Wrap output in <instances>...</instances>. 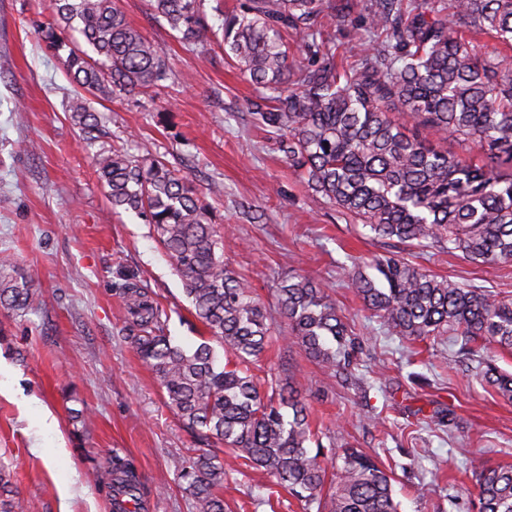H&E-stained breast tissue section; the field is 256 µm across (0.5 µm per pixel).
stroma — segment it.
<instances>
[{
    "instance_id": "35a3bbf8",
    "label": "stroma",
    "mask_w": 512,
    "mask_h": 512,
    "mask_svg": "<svg viewBox=\"0 0 512 512\" xmlns=\"http://www.w3.org/2000/svg\"><path fill=\"white\" fill-rule=\"evenodd\" d=\"M116 4L166 50L170 77L147 95L91 99L102 126L91 139L71 118L74 87L39 28L49 0H0V273L35 289L25 312L0 308V466L17 496L37 512H112L93 473L117 451L141 475L140 512H194L176 466L198 442L124 342L115 290L129 278L148 288L184 347L205 329L151 225L113 210L96 176L101 147L124 144L194 170L224 227L225 262L265 305L274 306L284 277L307 274L354 323L362 349L348 382L281 342L264 361L300 389L322 444L381 463L401 512H472V459L512 465V401L480 384L475 358L448 339L413 343L371 319L342 269L387 245L315 195L254 125L257 92L222 40L186 49L150 0ZM403 252L430 274L512 293V263L475 265L436 247ZM78 410L89 421L76 419ZM436 412L441 421L429 422ZM270 483L256 470L230 475L227 512Z\"/></svg>"
}]
</instances>
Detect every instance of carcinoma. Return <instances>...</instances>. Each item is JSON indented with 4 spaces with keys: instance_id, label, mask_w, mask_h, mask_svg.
Here are the masks:
<instances>
[{
    "instance_id": "carcinoma-1",
    "label": "carcinoma",
    "mask_w": 512,
    "mask_h": 512,
    "mask_svg": "<svg viewBox=\"0 0 512 512\" xmlns=\"http://www.w3.org/2000/svg\"><path fill=\"white\" fill-rule=\"evenodd\" d=\"M201 5L152 0L153 11L195 48L214 34ZM358 7V0H241L224 14V50L259 92L258 126L279 136L289 167L311 190L374 239L438 246L474 264L511 263L512 0H369L366 37L349 66L336 60L321 18L344 22ZM51 17L45 39L85 92L132 96L167 79L165 50L132 27L115 0H52ZM459 23L494 44L478 52ZM290 36L306 39L314 60H289ZM70 112L84 133L98 130L85 97L74 98ZM448 141L463 152L449 153L442 147ZM95 165L112 206L153 226L209 333L191 349L176 345L148 289L130 282L118 291L124 341L201 443L178 468L194 512H225L224 477L240 460L265 472L304 512H399L392 476L358 448L338 454L320 444L306 399L261 365L283 323V342L336 375L350 371L357 338L335 300L296 274L267 307L224 263L223 228L212 223L191 174L117 146L101 149ZM347 279L396 336L448 335L469 354L486 344L512 351V296L466 288L395 253L353 262ZM33 296L31 283L0 278L1 307L22 313ZM480 365L481 382L512 400V372L490 359ZM337 457L342 464L330 479L326 462ZM471 471L474 512H512V465L473 462ZM102 476L112 481L113 512H139L132 460L112 455Z\"/></svg>"
}]
</instances>
